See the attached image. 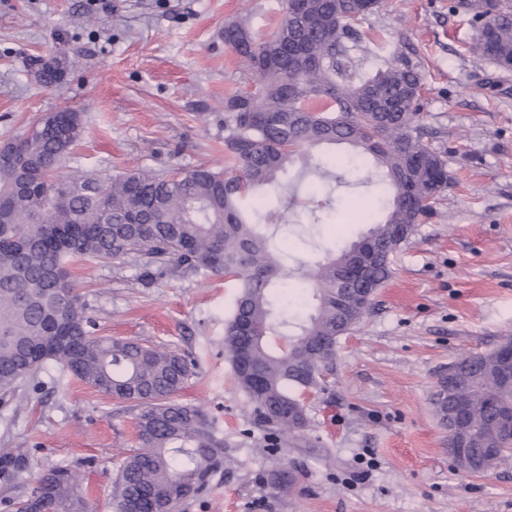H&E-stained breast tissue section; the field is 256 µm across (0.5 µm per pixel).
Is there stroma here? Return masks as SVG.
Returning <instances> with one entry per match:
<instances>
[{"label":"stroma","instance_id":"stroma-1","mask_svg":"<svg viewBox=\"0 0 512 512\" xmlns=\"http://www.w3.org/2000/svg\"><path fill=\"white\" fill-rule=\"evenodd\" d=\"M453 2L382 0L345 42L341 62L355 71L385 62L419 72L420 134L447 161L449 186L392 255L368 313L337 339L304 430L261 426L237 382L224 351L233 278L175 275L138 254L71 263L96 335L179 354L188 376L177 402L200 409L224 443L207 489L177 512H512V458L485 475L457 470L431 405L450 362L512 335V73L478 57L477 28ZM240 17L270 36L283 0H0V145L70 109L82 132L61 175L234 171L224 100L255 89L222 36ZM51 59L63 74L46 85L34 73ZM310 180L288 175L272 191L292 205L276 235L291 256L276 302L289 321L312 310L304 270L368 230L345 202L377 190L363 171ZM327 197L332 210L310 223ZM138 412L46 362L0 395V453L23 449L27 463L23 482H0V500L25 498L65 466L92 512H116Z\"/></svg>","mask_w":512,"mask_h":512}]
</instances>
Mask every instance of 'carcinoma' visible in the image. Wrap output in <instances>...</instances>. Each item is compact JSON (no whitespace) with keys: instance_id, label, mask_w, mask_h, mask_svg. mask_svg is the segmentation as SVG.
<instances>
[{"instance_id":"1","label":"carcinoma","mask_w":512,"mask_h":512,"mask_svg":"<svg viewBox=\"0 0 512 512\" xmlns=\"http://www.w3.org/2000/svg\"><path fill=\"white\" fill-rule=\"evenodd\" d=\"M307 17L300 26L286 7L279 28L260 40L249 24L224 27V43L252 71L256 91L228 98L224 145L239 173L226 176L198 167L174 177L127 172L104 181L59 177L57 170L81 134L78 112L40 118L15 149L21 166L0 165V393L15 390L52 360L77 380L140 407L141 448L124 460L113 489L116 512L134 500L143 508L174 512L184 495L197 493L223 462V443L198 409L175 395L188 376L178 355L133 341L92 337L84 305L51 295V275L75 259L119 260L139 254L174 272L211 271L235 277L239 295L224 345L241 389L262 426L294 430L307 417L290 418L288 405L305 390L323 388L322 371L333 361L336 339L357 325L390 275V256L404 244L431 203L448 187L447 162L421 140L420 76L389 66L344 81L340 57L355 25L380 0H297ZM478 24L477 51L512 71V0H462ZM347 144L378 172L384 195L357 200L354 215L374 208L366 238L378 252L361 280L342 281L348 251L315 265L314 311L285 325L274 312V282L283 263L267 229L285 209L269 190L288 173L305 146ZM32 178L15 189L22 169ZM270 334L288 335V349L270 351ZM462 358L458 386L469 406V456L486 448L512 456V441L495 410L512 405V390L499 385L498 348ZM432 405L446 424L450 401L436 392ZM25 470L23 452L0 455V477L12 483ZM61 512H89L76 474L57 467L38 479Z\"/></svg>"}]
</instances>
